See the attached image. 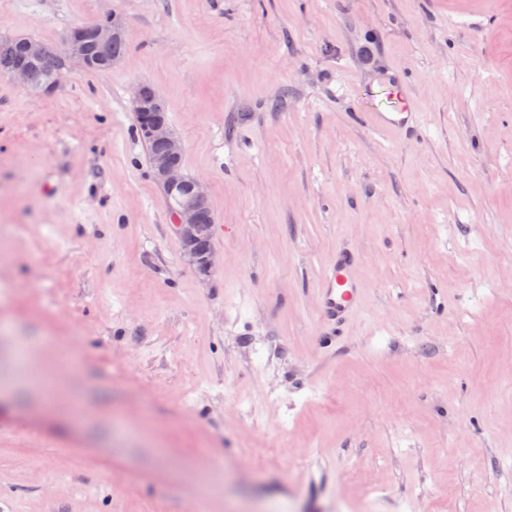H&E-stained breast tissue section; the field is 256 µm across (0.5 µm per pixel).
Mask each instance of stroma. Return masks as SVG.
<instances>
[{"label":"stroma","instance_id":"obj_1","mask_svg":"<svg viewBox=\"0 0 512 512\" xmlns=\"http://www.w3.org/2000/svg\"><path fill=\"white\" fill-rule=\"evenodd\" d=\"M109 11L110 69L0 75V512H512V0H0V35ZM393 69L411 140L363 122ZM138 83L208 187L210 275ZM342 246L365 297L332 344ZM145 84H138L131 96V105L135 112L138 129L141 119L138 113L151 115L152 118L141 127L142 137L147 146L148 160L155 180L164 192L167 207L171 206L169 194L186 190L185 196H178L176 205H172L174 214L172 226L182 245L184 261L200 274L210 273L215 264L214 214L209 194L204 185L196 178L184 173L182 141L171 132L165 105L159 99L157 112L156 96L150 95ZM150 141V142H148ZM158 142V143H152ZM162 143L164 145L160 144ZM209 220V224H204ZM360 265V255L336 251L320 277L316 288L318 319L331 341L336 326L347 324L362 308L365 289L358 273Z\"/></svg>","mask_w":512,"mask_h":512}]
</instances>
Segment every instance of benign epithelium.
Returning <instances> with one entry per match:
<instances>
[{
  "label": "benign epithelium",
  "mask_w": 512,
  "mask_h": 512,
  "mask_svg": "<svg viewBox=\"0 0 512 512\" xmlns=\"http://www.w3.org/2000/svg\"><path fill=\"white\" fill-rule=\"evenodd\" d=\"M126 35V26L121 17L114 13L105 15V21L95 31V38L102 43L118 40ZM24 60L0 73L10 77L24 88H29L28 63H42L48 67L51 82L46 91L55 90L72 72V63L81 59L85 67L94 66L89 57L83 31L72 28L67 34L65 47L54 49L28 37L22 38ZM133 109L151 119L141 127L142 137L150 142L164 145V150L152 162L155 180L164 192L166 205H171L169 195L186 190V195L177 197L173 206V229L182 245L184 261L200 274H207L215 264L214 214L209 194L196 178L184 173L182 141L171 132L168 118L156 111V96L147 92L146 85L138 84L131 96Z\"/></svg>",
  "instance_id": "benign-epithelium-1"
}]
</instances>
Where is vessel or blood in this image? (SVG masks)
Listing matches in <instances>:
<instances>
[{
	"mask_svg": "<svg viewBox=\"0 0 512 512\" xmlns=\"http://www.w3.org/2000/svg\"><path fill=\"white\" fill-rule=\"evenodd\" d=\"M383 79L393 96L391 110L365 113L366 125L376 132H388L401 139L415 134L421 127L422 115L409 84L399 71L391 70ZM361 257L344 250L337 251L327 262L317 288V313L328 336H335L339 326L347 324L360 311L364 287L359 277Z\"/></svg>",
	"mask_w": 512,
	"mask_h": 512,
	"instance_id": "b4317fda",
	"label": "vessel or blood"
}]
</instances>
